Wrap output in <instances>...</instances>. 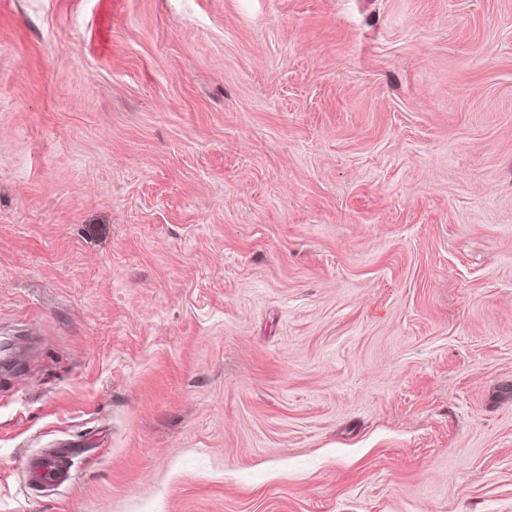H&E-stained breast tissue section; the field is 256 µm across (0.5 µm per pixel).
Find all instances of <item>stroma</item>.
Instances as JSON below:
<instances>
[{"label":"stroma","mask_w":512,"mask_h":512,"mask_svg":"<svg viewBox=\"0 0 512 512\" xmlns=\"http://www.w3.org/2000/svg\"><path fill=\"white\" fill-rule=\"evenodd\" d=\"M1 341L0 512H512V0H0Z\"/></svg>","instance_id":"stroma-1"}]
</instances>
